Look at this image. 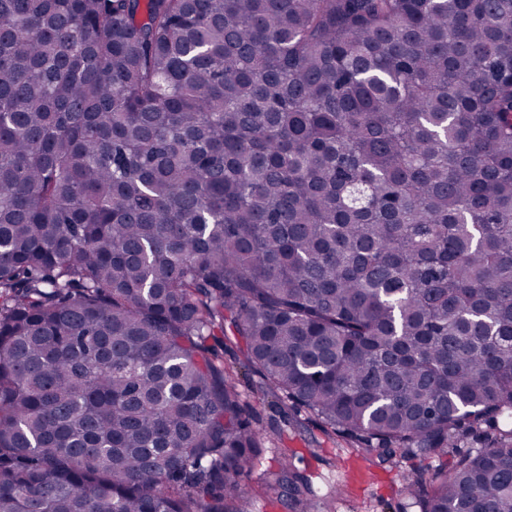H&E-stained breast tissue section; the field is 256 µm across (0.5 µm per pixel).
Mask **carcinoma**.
I'll list each match as a JSON object with an SVG mask.
<instances>
[{"instance_id":"cac0c4a2","label":"carcinoma","mask_w":512,"mask_h":512,"mask_svg":"<svg viewBox=\"0 0 512 512\" xmlns=\"http://www.w3.org/2000/svg\"><path fill=\"white\" fill-rule=\"evenodd\" d=\"M227 332L512 512V0H0V512H247Z\"/></svg>"}]
</instances>
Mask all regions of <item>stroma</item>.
Returning a JSON list of instances; mask_svg holds the SVG:
<instances>
[{
    "instance_id": "35a3bbf8",
    "label": "stroma",
    "mask_w": 512,
    "mask_h": 512,
    "mask_svg": "<svg viewBox=\"0 0 512 512\" xmlns=\"http://www.w3.org/2000/svg\"><path fill=\"white\" fill-rule=\"evenodd\" d=\"M224 367L233 374L245 407L264 447L243 487L249 512H289L279 497L282 454L307 474L317 498H331L333 512H419L404 484L406 474L430 469L433 459H405L378 465L358 456L354 443L341 435L326 436L320 421L294 414L281 397L268 393L262 379L251 372L240 344L224 339Z\"/></svg>"
}]
</instances>
